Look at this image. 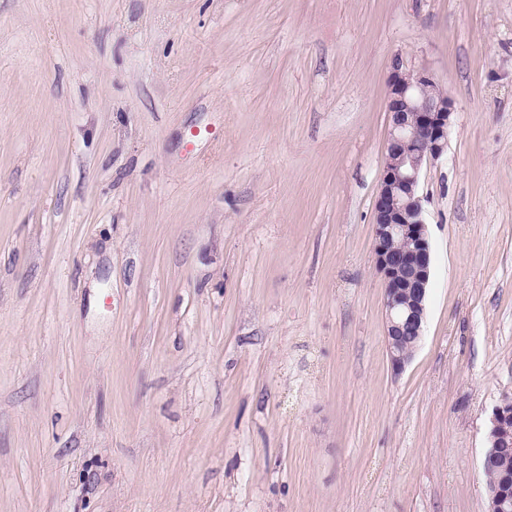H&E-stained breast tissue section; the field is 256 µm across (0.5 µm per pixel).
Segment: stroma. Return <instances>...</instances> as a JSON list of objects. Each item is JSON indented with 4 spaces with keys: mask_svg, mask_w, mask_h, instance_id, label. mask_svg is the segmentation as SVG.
<instances>
[{
    "mask_svg": "<svg viewBox=\"0 0 512 512\" xmlns=\"http://www.w3.org/2000/svg\"><path fill=\"white\" fill-rule=\"evenodd\" d=\"M454 100L395 372L390 65ZM512 0H0V512H488Z\"/></svg>",
    "mask_w": 512,
    "mask_h": 512,
    "instance_id": "obj_1",
    "label": "stroma"
}]
</instances>
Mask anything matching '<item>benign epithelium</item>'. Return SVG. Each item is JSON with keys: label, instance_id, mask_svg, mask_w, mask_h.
I'll return each instance as SVG.
<instances>
[{"label": "benign epithelium", "instance_id": "benign-epithelium-1", "mask_svg": "<svg viewBox=\"0 0 512 512\" xmlns=\"http://www.w3.org/2000/svg\"><path fill=\"white\" fill-rule=\"evenodd\" d=\"M386 107L389 131L374 201V260L385 288L386 347L392 367L399 373L412 354L398 353L394 346L403 337L421 343L432 273L421 174L446 151L455 104L429 70L412 67L396 56L391 62ZM397 241L407 245L414 258L412 264H406L394 247ZM511 399L504 397L488 417L490 449L482 458L484 464L497 447V430Z\"/></svg>", "mask_w": 512, "mask_h": 512}]
</instances>
